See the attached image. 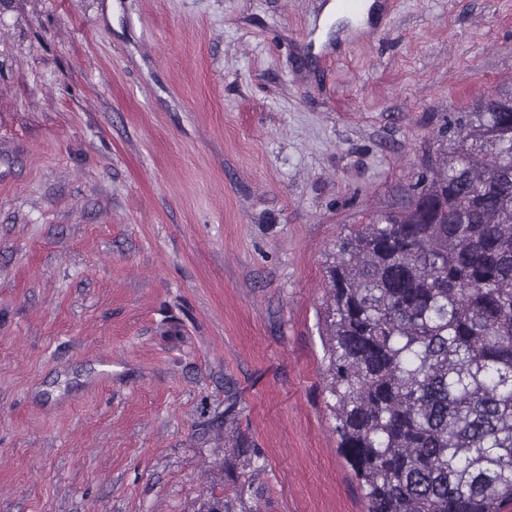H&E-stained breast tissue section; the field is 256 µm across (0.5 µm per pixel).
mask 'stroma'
Segmentation results:
<instances>
[{
	"label": "stroma",
	"mask_w": 512,
	"mask_h": 512,
	"mask_svg": "<svg viewBox=\"0 0 512 512\" xmlns=\"http://www.w3.org/2000/svg\"><path fill=\"white\" fill-rule=\"evenodd\" d=\"M327 2L0 0V512H367L327 269L512 95V0Z\"/></svg>",
	"instance_id": "1"
}]
</instances>
